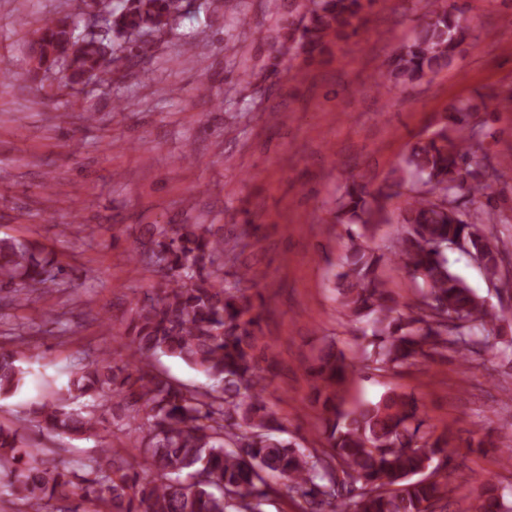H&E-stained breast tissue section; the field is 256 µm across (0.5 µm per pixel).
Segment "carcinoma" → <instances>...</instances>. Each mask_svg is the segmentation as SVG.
Instances as JSON below:
<instances>
[{
  "label": "carcinoma",
  "mask_w": 512,
  "mask_h": 512,
  "mask_svg": "<svg viewBox=\"0 0 512 512\" xmlns=\"http://www.w3.org/2000/svg\"><path fill=\"white\" fill-rule=\"evenodd\" d=\"M110 31L87 37L67 54L82 27L70 15L48 17L33 32L35 72L66 58L64 87L112 81V65L137 56L123 32L155 39L173 31L185 0H93ZM375 0H309L290 34L307 58L331 39L358 34ZM420 30L390 58L388 75L417 84L449 67L470 36L458 0H424ZM487 102H461L436 123V136L414 143L395 169L398 176L374 193L354 182L336 198V223L349 245L336 275L340 313L364 324L359 365L331 342L309 367L321 404L319 448L281 436L269 408L261 314L249 290L257 271L240 261L249 244L226 239L214 225H153L129 259L153 268L158 287L136 296L125 320L126 357L103 351L75 359L47 381L50 397L30 405L18 422H0V487L17 512H262L284 481L302 497L305 512H446L448 437L424 430L415 397L390 389L375 402L341 408L343 388L355 372L399 374L451 350L498 356L502 317L450 268L448 242L462 241L482 259L487 278L512 294V243L494 232L492 186L499 179L488 155H478L479 112ZM404 187L400 229L387 250L361 242L382 226L386 205ZM232 270H224V262ZM402 266L419 282L413 299L399 302L380 275L385 263ZM65 283L64 266L25 239L0 237V306H28ZM0 347V399L27 384L31 337L12 336ZM172 357L202 372L209 384L188 386L151 369L150 359ZM74 440L108 425L129 440L145 466L134 471L116 448H97L78 471L51 463L46 449L25 440L26 425ZM475 512H512V500L494 482L474 497Z\"/></svg>",
  "instance_id": "obj_1"
}]
</instances>
